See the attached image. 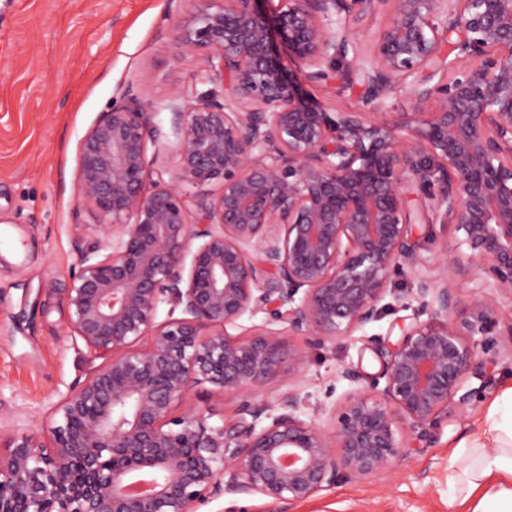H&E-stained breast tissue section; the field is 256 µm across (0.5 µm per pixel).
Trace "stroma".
Returning <instances> with one entry per match:
<instances>
[{
	"instance_id": "obj_1",
	"label": "stroma",
	"mask_w": 512,
	"mask_h": 512,
	"mask_svg": "<svg viewBox=\"0 0 512 512\" xmlns=\"http://www.w3.org/2000/svg\"><path fill=\"white\" fill-rule=\"evenodd\" d=\"M196 7V0H182L172 16L168 0H0V229L21 245L17 256L0 246V427L49 437L56 407L95 366L69 327L64 303L79 247L105 242L99 216L77 194L81 138L128 92L148 109L178 92H223L222 83H197L200 57L179 52L177 32ZM362 93L358 85L342 91L313 84L304 98L336 113L357 106ZM151 123L162 136L149 147L147 178L167 180L178 165L171 115L153 113ZM414 233L421 241L417 270L388 283L407 295L416 275H438L443 250L467 252L457 225L419 224ZM425 318L414 299L389 308L351 337L313 350L302 373L281 369L276 381L254 392L271 404L296 391L303 417L330 425L343 396L378 375L375 347ZM348 365L361 370L359 382L341 377ZM491 373V389L462 418L431 429L390 473L360 479L340 472L333 486L281 503L280 512H449L448 458L462 442H488L486 415L512 387V356L502 355ZM183 405L213 425L234 409L207 383L194 386Z\"/></svg>"
}]
</instances>
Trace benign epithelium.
Returning <instances> with one entry per match:
<instances>
[{"label": "benign epithelium", "instance_id": "7a95c632", "mask_svg": "<svg viewBox=\"0 0 512 512\" xmlns=\"http://www.w3.org/2000/svg\"><path fill=\"white\" fill-rule=\"evenodd\" d=\"M261 2L199 0L177 44L203 54L196 80L222 82L224 96L155 106L172 114L181 174L219 182L216 197L147 181L149 115L132 97L81 138L79 198L106 242L80 251L64 301L101 363L58 405L49 439L0 436V512H197L225 493L275 512L341 470L391 471L491 387L503 337L512 348V303L485 294L512 292V0H278L272 17ZM387 12L366 67L353 49ZM334 78L361 82L360 108L332 117L302 104L303 82ZM405 84L434 109L383 111ZM433 214L463 231L474 285L452 287L460 257L448 250L439 278L417 279L429 319L374 349L384 386L348 393L328 429L300 418L293 391L274 406L256 399L283 359L301 372L309 347L378 318L391 275L419 265L416 220ZM162 303L186 317L156 323ZM257 312L267 327L228 332ZM473 335L479 352L463 341ZM202 382L236 404L220 426L175 413Z\"/></svg>", "mask_w": 512, "mask_h": 512}]
</instances>
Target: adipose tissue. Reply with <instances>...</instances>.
<instances>
[{
  "mask_svg": "<svg viewBox=\"0 0 512 512\" xmlns=\"http://www.w3.org/2000/svg\"><path fill=\"white\" fill-rule=\"evenodd\" d=\"M491 443L475 441L448 459L449 505L468 504V512H512V387L491 406Z\"/></svg>",
  "mask_w": 512,
  "mask_h": 512,
  "instance_id": "1",
  "label": "adipose tissue"
}]
</instances>
